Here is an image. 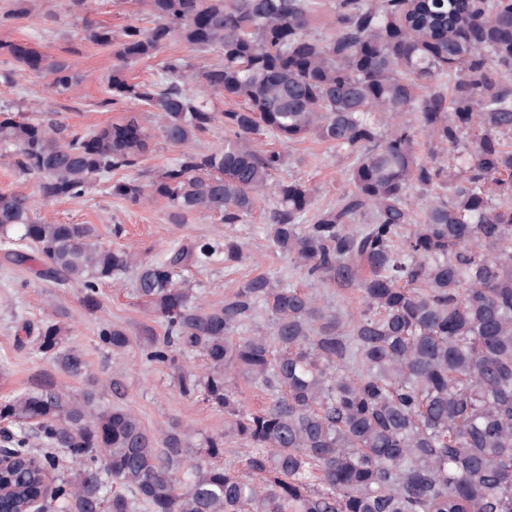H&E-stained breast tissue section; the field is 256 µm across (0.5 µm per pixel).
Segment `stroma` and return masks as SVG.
Returning <instances> with one entry per match:
<instances>
[{
  "label": "stroma",
  "instance_id": "35a3bbf8",
  "mask_svg": "<svg viewBox=\"0 0 512 512\" xmlns=\"http://www.w3.org/2000/svg\"><path fill=\"white\" fill-rule=\"evenodd\" d=\"M31 7L29 20L0 25V41H31L51 57L70 51L72 62L87 79L68 99L52 96L42 76L28 75L17 85L0 79V105L13 106L23 119H53L83 130L119 121L128 111L141 112L145 124L154 126L153 114L140 111L138 104L102 106L101 79L110 64L109 53L82 40L76 26L78 19L88 18L110 27L117 37L130 24L150 26L144 0H85L78 8L69 0H33ZM286 154L288 162L282 176L316 187L319 202L335 199L344 184L347 163L334 148L312 138L287 148ZM110 185V179L105 178L83 197L46 202L38 195L34 179L18 174L0 161V190L29 195L36 217L94 225L103 243L117 240L142 256L151 257L196 239L220 245L225 238L235 237L247 243L249 259L235 266H225L223 260L217 259L185 271L184 277L195 294L209 304L223 302L230 281L257 273L269 274L285 284H301L300 274L266 239L264 215H254L246 224L227 225L217 216L195 213L176 225L168 223L164 201L134 205L112 197ZM117 225L122 228L118 236L113 233ZM81 297L78 288L37 279L27 267L0 261V400L31 388L46 374L55 376L58 383L71 390L87 388L92 378L100 383L117 379L124 385V395L118 399L111 392H101L104 405L118 402L130 406L150 429L171 422L192 427L188 443L194 448L200 447L207 436L223 435L224 462L239 464L249 448L226 432L223 410L213 407L202 396H181L173 370L148 359L139 337L154 321L140 299L129 289L109 283L99 287L97 311H88ZM56 310L62 313L65 346L76 347L85 355L87 378H69L55 370L50 357L18 344L23 323L39 322ZM104 319L122 326L132 337L133 343L125 352L115 354L101 345L97 332Z\"/></svg>",
  "mask_w": 512,
  "mask_h": 512
}]
</instances>
